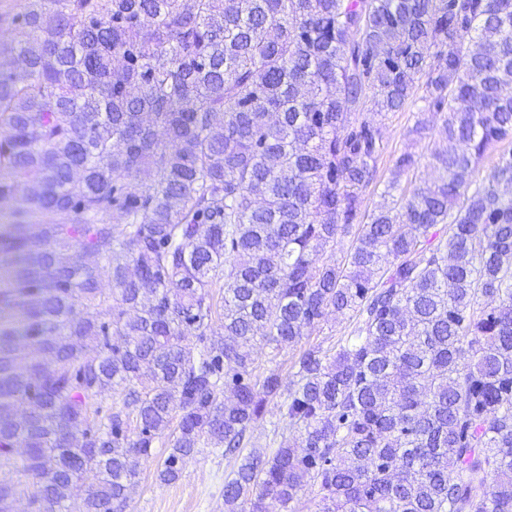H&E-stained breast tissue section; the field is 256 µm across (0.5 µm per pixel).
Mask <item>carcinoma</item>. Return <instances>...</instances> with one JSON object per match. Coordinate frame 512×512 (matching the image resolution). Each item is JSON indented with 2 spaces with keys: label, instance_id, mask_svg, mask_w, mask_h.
<instances>
[{
  "label": "carcinoma",
  "instance_id": "cac0c4a2",
  "mask_svg": "<svg viewBox=\"0 0 512 512\" xmlns=\"http://www.w3.org/2000/svg\"><path fill=\"white\" fill-rule=\"evenodd\" d=\"M4 21L0 512H125L156 445L174 482L205 446L237 456L271 401L280 446L225 512L307 489L317 512H512V153L472 180L512 137V0H23ZM417 102L410 133L439 115L462 149L361 211L385 120ZM331 312L352 330L287 390L255 374L256 337L279 352Z\"/></svg>",
  "mask_w": 512,
  "mask_h": 512
}]
</instances>
